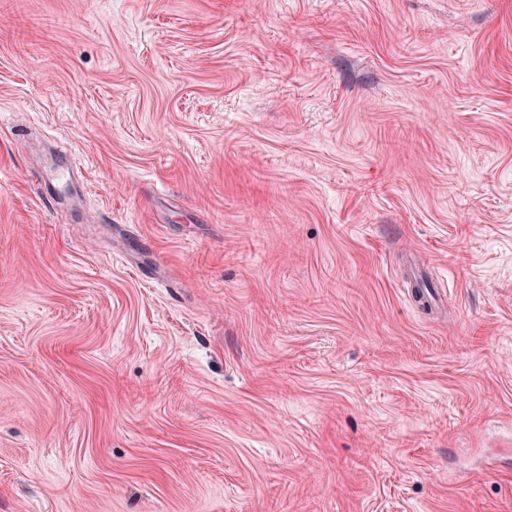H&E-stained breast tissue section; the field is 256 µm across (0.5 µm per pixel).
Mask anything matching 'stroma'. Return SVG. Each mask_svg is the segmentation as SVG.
<instances>
[{
    "label": "stroma",
    "mask_w": 512,
    "mask_h": 512,
    "mask_svg": "<svg viewBox=\"0 0 512 512\" xmlns=\"http://www.w3.org/2000/svg\"><path fill=\"white\" fill-rule=\"evenodd\" d=\"M0 512H512V0H0ZM76 164L70 158H66L60 163L52 162L44 168L42 173V185L48 194L50 191V201L55 200L54 196L67 194L71 192L74 186ZM118 233L124 239L122 246L115 247L113 254L126 266L135 269L142 279L157 281L163 264L153 251L151 243L133 224H125ZM149 258L150 261L146 262Z\"/></svg>",
    "instance_id": "35a3bbf8"
}]
</instances>
